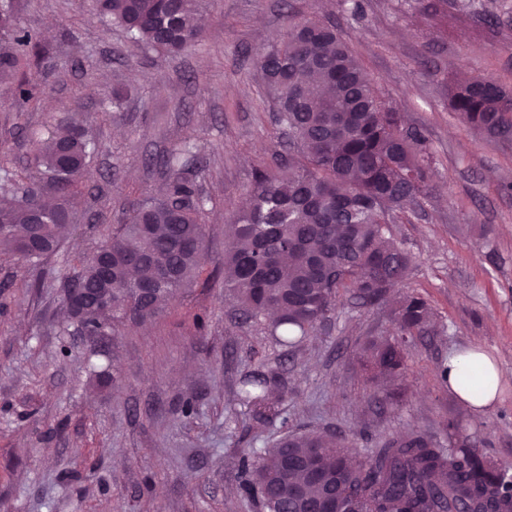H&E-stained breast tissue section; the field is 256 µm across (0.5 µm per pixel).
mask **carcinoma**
Returning <instances> with one entry per match:
<instances>
[{"label": "carcinoma", "mask_w": 512, "mask_h": 512, "mask_svg": "<svg viewBox=\"0 0 512 512\" xmlns=\"http://www.w3.org/2000/svg\"><path fill=\"white\" fill-rule=\"evenodd\" d=\"M176 2L171 9V0H99L98 15L144 48L178 52L198 41L203 7L201 0ZM0 35L14 46L0 53V79L13 80L16 98L27 101L34 86L14 76L21 57L37 54V40L15 24L11 0H0ZM262 58L274 111L299 161L255 173L251 206L232 218L224 288L247 321L277 312L272 335L291 347L325 319L341 289L374 305L404 280L411 256L389 225L431 189L432 157L424 134L404 128L402 114L380 95L330 22L288 16L286 30ZM450 105L485 139L512 130V92L494 81L473 78L458 86ZM92 149L86 126L74 120L35 143L31 164L40 180L19 198L0 201V254L37 267L57 251L72 200L88 179ZM189 157L199 161L190 142L149 159L166 175L163 192L145 194L127 223L71 263L61 287L78 285L94 294L101 287L98 262H111L112 308L71 314L83 335L109 336L124 321L153 319L200 274L205 202L187 176ZM394 321V334L368 340L358 361L385 386L377 398L398 401L405 394L408 337L438 330L419 294L397 301ZM281 383L273 370L254 371L239 381V401L266 405ZM337 447L321 433H289L258 458L242 457L243 489L262 512H313L324 488L300 462L321 448L319 465L334 470ZM346 457L343 497L362 512H512V484L451 421L446 448L409 431L367 459Z\"/></svg>", "instance_id": "obj_1"}]
</instances>
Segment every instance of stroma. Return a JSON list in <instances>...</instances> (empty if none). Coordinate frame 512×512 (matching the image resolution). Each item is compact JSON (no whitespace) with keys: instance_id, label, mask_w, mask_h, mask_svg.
Masks as SVG:
<instances>
[{"instance_id":"1","label":"stroma","mask_w":512,"mask_h":512,"mask_svg":"<svg viewBox=\"0 0 512 512\" xmlns=\"http://www.w3.org/2000/svg\"><path fill=\"white\" fill-rule=\"evenodd\" d=\"M13 4L41 58L21 64L31 100L0 82V167L37 179L32 145L66 116L90 120L95 149L40 287L25 263L0 256V512H258L240 490V460L289 429L334 435L361 456L410 430L447 443L453 420L512 472V139H482L449 103L465 78L512 91V0H448L438 16L414 0H207L202 38L179 54L137 46L89 0ZM292 14L335 24L387 102L424 133L433 164L430 193L391 227L414 258L393 298L365 306L341 290L289 349L265 324L240 320L223 266L227 218L255 171L288 151L256 60ZM117 88L131 92L118 105ZM188 141L203 158L188 174L209 200L200 277L148 323L79 335L60 288L68 262L125 223L143 192L163 189L147 159ZM406 293L427 300L439 333L414 337L406 396L380 405L357 357L368 339L392 334ZM472 345L504 369L481 414L439 378L449 354ZM261 365L285 386L271 409L236 396Z\"/></svg>"}]
</instances>
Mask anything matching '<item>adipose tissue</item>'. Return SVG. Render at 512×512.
Returning a JSON list of instances; mask_svg holds the SVG:
<instances>
[{"mask_svg": "<svg viewBox=\"0 0 512 512\" xmlns=\"http://www.w3.org/2000/svg\"><path fill=\"white\" fill-rule=\"evenodd\" d=\"M448 386L467 408L481 411L497 397L502 370L481 348L469 347L448 357Z\"/></svg>", "mask_w": 512, "mask_h": 512, "instance_id": "adipose-tissue-1", "label": "adipose tissue"}]
</instances>
